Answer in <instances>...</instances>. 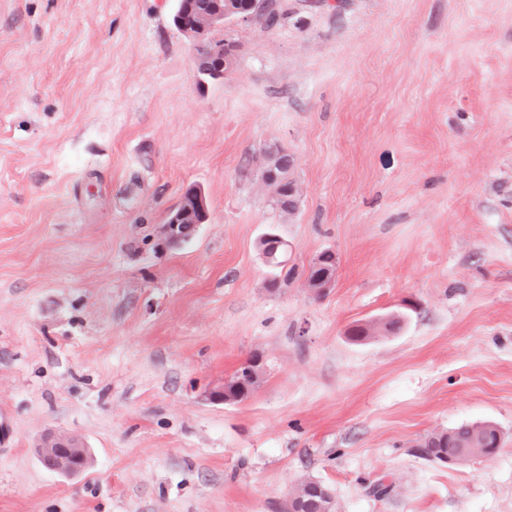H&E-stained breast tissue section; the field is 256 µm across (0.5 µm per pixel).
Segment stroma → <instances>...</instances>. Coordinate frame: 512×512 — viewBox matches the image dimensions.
<instances>
[{
    "label": "stroma",
    "mask_w": 512,
    "mask_h": 512,
    "mask_svg": "<svg viewBox=\"0 0 512 512\" xmlns=\"http://www.w3.org/2000/svg\"><path fill=\"white\" fill-rule=\"evenodd\" d=\"M175 6L0 0V512H284L306 479L334 512H512V0H270L213 31L219 81ZM190 187L207 219L173 247ZM463 423L498 452L422 454ZM51 431L84 471L44 466ZM218 44L224 47L223 54L216 55L212 53L213 45ZM197 51V71L200 75L213 79L214 71H217L218 68H224V71L227 70L229 66L227 57L233 55V46L224 42V40L207 39L202 42ZM193 206L196 214L195 224H179L184 217L182 210L175 211L167 224L161 225L159 232L161 236L170 244H179L189 239L196 230L197 224H202L207 215V202L201 192L195 191L193 197ZM314 265L319 271L315 278L309 281V285L311 288H316L319 292H323L332 286L335 266L331 261H327L325 253H321L318 256ZM250 373H252L254 375L258 374V366L254 363V361H251L248 365L242 367L240 370H238L234 374L233 377H231L227 382L224 383V386L227 387L228 392L230 394L234 395L235 397H238V399L233 402H236V401L238 402V401L243 400L254 389V386L257 382L258 377H257L256 381L251 383V382H249V378L245 377L247 375L250 376ZM252 385H253V387H252ZM237 386L239 387V389H238L239 395H235L233 393V390ZM242 388H244V390Z\"/></svg>",
    "instance_id": "obj_1"
}]
</instances>
